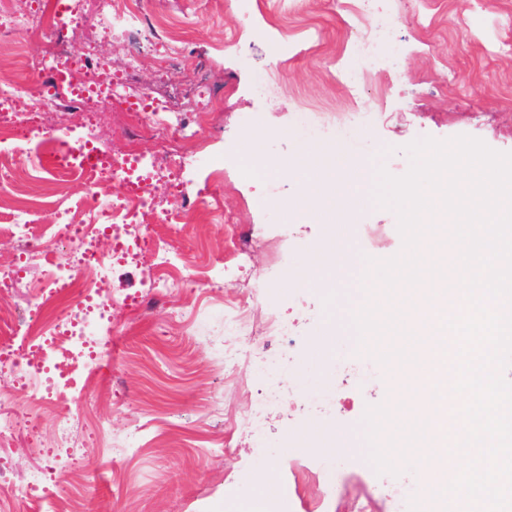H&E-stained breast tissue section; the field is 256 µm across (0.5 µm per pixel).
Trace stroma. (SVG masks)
Segmentation results:
<instances>
[{
	"label": "stroma",
	"mask_w": 512,
	"mask_h": 512,
	"mask_svg": "<svg viewBox=\"0 0 512 512\" xmlns=\"http://www.w3.org/2000/svg\"><path fill=\"white\" fill-rule=\"evenodd\" d=\"M137 2L146 18L182 28L184 45L167 64L140 56L135 90L162 95L182 114L194 109L198 85L211 92L205 120L169 134L171 146L194 151L182 179L199 207L192 224L170 242L198 285L172 290L163 304L119 315L101 374L78 403L82 451L76 465L64 467L52 454L55 416L46 409L36 436L20 431L0 456V469L16 482L36 469L51 472L58 484L51 512H251L253 503L279 495L248 482L253 471L267 466L288 481L297 512H335L365 493L372 495L375 512H394L389 491L407 492L419 476L406 469L377 472L369 458L363 417L367 407L387 403L392 384L386 366L366 358L347 333L356 278L347 276L330 292L290 287L289 247L318 242L323 227L273 208V201L297 191L298 179L262 164L254 179L243 178L238 165L252 160L243 142L254 124H262L274 132L266 155L284 159L293 145L281 132L294 129L336 145L348 161L363 160L394 176L409 169L406 145L426 137L467 135L512 152V57L496 56L492 48L512 36L504 26L512 0H484L476 12L469 0L402 6L395 49L401 69L387 72L382 59L350 63L363 77L358 108L378 118L367 130L341 132L335 111L346 101L336 83V57L367 31L338 0H253L248 26L234 0ZM84 12L86 22L69 52L90 41L114 70L124 69L132 47L100 36L95 0H86ZM29 164L25 153L15 168L0 171V216L23 200L45 230L84 196L86 185L72 179L59 196H46L35 183L18 185V169ZM212 189L238 217L244 239L277 244L273 255L256 248L247 280L222 270L224 225L212 213ZM358 222L388 225L390 244L369 248L356 231L344 242L356 255L384 260L402 252L393 211L372 203ZM239 301L257 307L259 317L273 314L293 328L301 353L292 363L268 372L255 359L239 371L225 370L224 307ZM326 333L335 336V391L301 396L302 355ZM270 383L285 392L284 402L254 430L243 429L238 419L249 408L250 391ZM137 427L139 447L124 453L127 434ZM325 427L350 444L347 454L295 460L283 452L298 435ZM38 446L43 454H35Z\"/></svg>",
	"instance_id": "obj_1"
}]
</instances>
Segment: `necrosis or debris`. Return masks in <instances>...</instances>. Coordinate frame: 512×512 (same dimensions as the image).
Returning a JSON list of instances; mask_svg holds the SVG:
<instances>
[{"mask_svg":"<svg viewBox=\"0 0 512 512\" xmlns=\"http://www.w3.org/2000/svg\"><path fill=\"white\" fill-rule=\"evenodd\" d=\"M402 0H387L385 10L373 7V0H354L352 16L370 27L372 37L351 44L352 57L384 55L392 43ZM68 12L45 11L39 0H31L27 10L12 11L0 5V66L24 67L25 60L16 49L20 32H40L50 37L42 68H64L66 81L58 87L46 86L33 92L24 84L0 85V165L18 154L19 120H27L30 130H37L38 116L49 112H68L103 104H121L124 111L136 113L158 141H166L173 125L183 124V117H172L166 101L157 96L133 93L132 69L113 74L109 62L92 45H85L79 55L64 54L63 46L83 22L82 0H67ZM102 36H121L129 44L171 61L174 44L157 39L151 24L136 9H115L112 0H99ZM187 158L170 152L149 158L127 150L100 148L93 133L75 139L71 154H63L60 145L39 150L32 170L34 181L47 191H58L64 178L80 176L90 184L85 196L61 214L70 230V255L51 258L44 234L34 232L26 217L27 204L17 209L18 220L12 232L29 261H41L40 275L30 284V300L50 308L48 316L33 320L26 338L17 346L14 358L0 355V364L9 363L28 382L25 403L0 392V453L9 448V437L21 422L20 408L47 407L59 400H76L79 382L90 376L99 357L103 340L114 330L116 314L102 301L111 294L120 308L143 310L163 301L169 290L193 285L188 275H175L179 259L166 238H157L150 251H142L141 242L149 230L159 224H180L195 209L196 203L182 190L174 191L168 206H161L155 193L157 183H176L186 167ZM105 181L115 188L113 197L100 198L96 185ZM105 235L112 241L110 255H100L94 248L95 237ZM135 266L144 275L137 291L129 293L115 287L113 271ZM263 360L276 366L288 362L295 353L292 331L276 317L264 321Z\"/></svg>","mask_w":512,"mask_h":512,"instance_id":"necrosis-or-debris-1","label":"necrosis or debris"}]
</instances>
